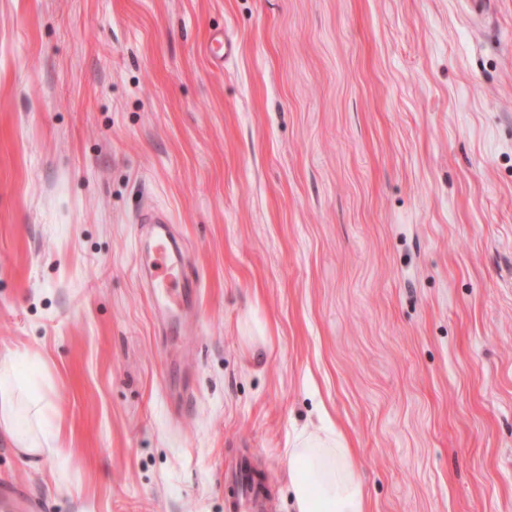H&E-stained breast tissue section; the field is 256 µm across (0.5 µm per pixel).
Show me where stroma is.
Listing matches in <instances>:
<instances>
[{
    "instance_id": "1",
    "label": "stroma",
    "mask_w": 512,
    "mask_h": 512,
    "mask_svg": "<svg viewBox=\"0 0 512 512\" xmlns=\"http://www.w3.org/2000/svg\"><path fill=\"white\" fill-rule=\"evenodd\" d=\"M8 362L47 418L39 464L0 439L18 512H226L244 457L294 512L324 424L368 512H512V0H0ZM140 223L150 228L148 239L139 248L138 265L154 288L151 300L156 318L169 327L185 330L198 293L185 277L187 258L172 234L170 216L165 210L149 208Z\"/></svg>"
}]
</instances>
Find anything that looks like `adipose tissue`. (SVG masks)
Segmentation results:
<instances>
[{
  "mask_svg": "<svg viewBox=\"0 0 512 512\" xmlns=\"http://www.w3.org/2000/svg\"><path fill=\"white\" fill-rule=\"evenodd\" d=\"M19 391L11 369L0 370V431L22 452L36 458L43 450L31 422L16 413ZM288 461L296 512H367L351 450L340 435L300 434L288 451Z\"/></svg>",
  "mask_w": 512,
  "mask_h": 512,
  "instance_id": "1",
  "label": "adipose tissue"
}]
</instances>
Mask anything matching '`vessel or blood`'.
Segmentation results:
<instances>
[{
	"label": "vessel or blood",
	"mask_w": 512,
	"mask_h": 512,
	"mask_svg": "<svg viewBox=\"0 0 512 512\" xmlns=\"http://www.w3.org/2000/svg\"><path fill=\"white\" fill-rule=\"evenodd\" d=\"M140 221L147 224L150 231L139 248L138 265L152 287L155 315L169 327L186 329L198 293L185 277L187 258L172 234L170 216L165 210L151 208ZM249 469L250 463L244 458L227 476L232 490L227 500L228 512H267L266 496L241 486Z\"/></svg>",
	"instance_id": "b4317fda"
}]
</instances>
